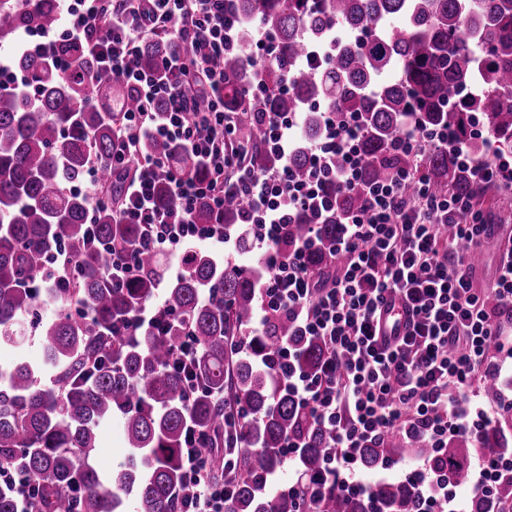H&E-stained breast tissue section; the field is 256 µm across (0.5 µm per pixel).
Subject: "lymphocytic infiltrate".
<instances>
[{
	"instance_id": "1",
	"label": "lymphocytic infiltrate",
	"mask_w": 512,
	"mask_h": 512,
	"mask_svg": "<svg viewBox=\"0 0 512 512\" xmlns=\"http://www.w3.org/2000/svg\"><path fill=\"white\" fill-rule=\"evenodd\" d=\"M232 3L75 0L62 26L41 33L37 50L56 53L61 41H79L101 68L137 92V108L124 110L114 129L112 166L131 174L112 209L119 223L140 225L142 231L134 250L113 254L111 285L133 283L144 252L168 255L166 276L176 279L185 270L188 246H212L221 258L235 254L240 239L251 240L265 266L252 330L285 317L301 335L325 346L311 374L298 372L292 348H279L270 359L284 388L328 435L321 471L304 478L311 498L364 494L366 484L358 477L364 448L399 433L422 447L416 466L404 475L418 492V512H467L464 496L433 459L450 438L478 434L488 422L492 409L462 412L458 405L487 376H500L512 359V326L497 318L485 292L474 287L468 259L493 234V223L455 193L433 194L424 169L392 167L368 185L361 208L342 219L335 240L323 243L313 232L282 252L295 217L304 214L320 224L332 212L336 192L360 180L364 159L358 142L364 129L354 114L326 113L321 135L306 147L308 169L301 177L288 164L298 113H264L262 141L242 139L244 111L262 92L260 69L274 58L277 45L271 34L249 27ZM247 27L255 73L241 111L228 112L224 56L239 47ZM161 30L185 50L163 59L166 74L159 77L138 68L136 53L140 39ZM183 81L195 84L196 98L180 93ZM144 137L176 143L181 154L139 155ZM397 142L417 155L445 149L451 164L470 171L479 183L512 181L511 161L492 153L474 162L464 144L417 123H406ZM258 151L273 156L274 165L256 167ZM184 156L202 168V177L176 176ZM167 174L173 177L171 210L160 208L155 197ZM231 193L245 196L248 205L238 223L227 226L219 218ZM202 202L217 223H196L194 211ZM322 246L332 265L316 272L307 255ZM175 320L159 300L127 317L121 331L160 336ZM202 439L194 423H186L180 442L181 512H224L229 487L213 479ZM511 474L512 454L488 450L472 465L471 489L486 494Z\"/></svg>"
}]
</instances>
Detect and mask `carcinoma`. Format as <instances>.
<instances>
[{"label": "carcinoma", "mask_w": 512, "mask_h": 512, "mask_svg": "<svg viewBox=\"0 0 512 512\" xmlns=\"http://www.w3.org/2000/svg\"><path fill=\"white\" fill-rule=\"evenodd\" d=\"M235 8L278 44L277 57L265 64L266 92L256 111L301 113L305 140L320 135L327 108L353 112L363 123V178L337 194L336 213L319 228L323 241L335 239L336 224L360 208L366 186L384 178L388 147L412 118L428 130L450 131L468 145L474 161L485 158L490 143L498 154L512 157V0H236ZM60 23L59 0H39L33 11L19 0H0V55L25 79L20 90L0 88V345L19 344V315L37 309L26 283L41 274L57 247H65L80 266L73 287L46 292L58 310L37 323L43 365L18 361L0 367V462L15 464L16 482L37 487L33 512H125L129 496L138 512H178L180 441L188 418L209 435L207 449L226 438L239 442L241 468L232 477L233 495L224 512H365L370 499L386 512H413L415 490L396 478L372 483L367 499L345 502L336 496L326 510L265 485L268 474L288 467L282 450L286 437L305 444L296 465L313 473L322 466L327 435L281 389L274 371L258 361L284 343L296 349L299 368L311 373L319 366L323 345L284 318L265 334L244 337L248 351L236 354L234 341L250 326L260 281L252 267L251 242L240 245V260L222 264L208 247L191 248L184 273L170 283L162 257L145 252L132 287L110 286L105 272L112 252L127 251L139 237V225L116 223L112 205H105L95 229L107 249L89 246L86 197L70 187L85 178L94 153L103 166L104 188L112 198L120 196L128 172L109 170L113 113L95 104L120 78L101 70L74 41L61 46V53L75 61L69 72L59 69L53 55L20 48L21 31L52 30ZM332 23L358 42L342 41L313 76L300 60L311 42H323ZM175 47L162 34L144 40L138 47L139 68L156 73ZM224 66L232 77L224 103L235 110L250 66L243 53L226 57ZM285 78L290 80L286 92L279 90ZM474 84L481 93L470 96ZM239 134L260 142L261 119L244 125ZM141 150L157 156L174 152L172 143L155 138L143 141ZM426 166L435 194L451 189L479 208L488 196L507 191L473 185L466 173L448 166L443 149H432ZM308 230L306 219L298 217L288 248ZM163 285L178 321L162 336L115 339L114 324L150 304ZM76 300L85 313L71 310ZM488 305L512 321V298L491 295ZM187 328L199 342L198 371L208 387L207 394L190 403L182 377L162 370ZM43 370L56 377L54 386L40 385ZM224 392L249 413L235 437L224 436L231 408L216 404ZM115 415L122 417L131 455L124 466L103 476L93 465L98 427ZM511 430L512 409H505L492 428L449 441L435 466L465 489L474 460L489 448L505 447L497 436ZM416 450L417 442L395 435L365 449L363 467L372 473L384 462H407ZM17 510V487L0 486V512ZM473 510L512 512V477L496 484L492 500H475Z\"/></svg>", "instance_id": "carcinoma-1"}]
</instances>
